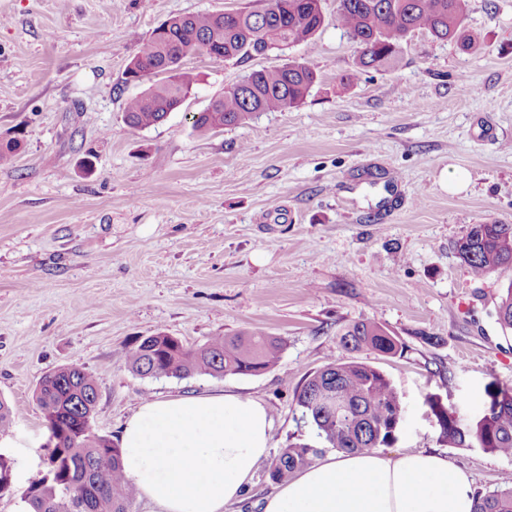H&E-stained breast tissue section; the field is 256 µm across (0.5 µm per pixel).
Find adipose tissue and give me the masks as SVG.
<instances>
[{
	"mask_svg": "<svg viewBox=\"0 0 512 512\" xmlns=\"http://www.w3.org/2000/svg\"><path fill=\"white\" fill-rule=\"evenodd\" d=\"M257 400L203 393L144 401L123 428V472L149 512H224L272 449ZM471 480L421 451L329 454L264 496L262 512H475Z\"/></svg>",
	"mask_w": 512,
	"mask_h": 512,
	"instance_id": "obj_1",
	"label": "adipose tissue"
}]
</instances>
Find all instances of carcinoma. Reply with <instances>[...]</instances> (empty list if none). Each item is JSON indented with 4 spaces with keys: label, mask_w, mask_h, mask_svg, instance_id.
<instances>
[{
    "label": "carcinoma",
    "mask_w": 512,
    "mask_h": 512,
    "mask_svg": "<svg viewBox=\"0 0 512 512\" xmlns=\"http://www.w3.org/2000/svg\"><path fill=\"white\" fill-rule=\"evenodd\" d=\"M468 0H337L336 23L356 44L353 76L367 70L395 68L402 44L416 31L456 40L480 53L482 46L462 35ZM325 18L321 0H256L248 10L174 15L156 27L131 57L125 82L142 86L124 103L128 127L146 129L162 123L193 93L197 75L185 60L210 50L218 60L243 62L273 50L314 45ZM317 80L306 60L254 70L202 111L191 116L195 131L235 127L261 112H285L306 100ZM458 258L476 278L512 267V224H474L456 245ZM497 321L512 331V283L496 307ZM341 343L351 350L369 348L400 356L404 344L375 321L349 326ZM284 343L261 332L213 336L197 347L172 343L159 332L128 350L125 363L143 378L258 375L273 368ZM484 411L464 422L432 397L428 404L440 436L457 448H480L512 457V387L491 383ZM47 428L56 436L46 471L23 494L31 512H130L136 496L123 474L119 442L88 425L98 401L95 377L68 365L47 374L35 391ZM302 419L315 427L322 447L296 441L279 450L269 479L279 484L311 465L322 448L346 453L393 444L404 407L387 375L361 362H337L314 372L296 393ZM476 512H512V477L478 494Z\"/></svg>",
    "instance_id": "1"
}]
</instances>
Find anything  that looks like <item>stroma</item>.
<instances>
[{
	"mask_svg": "<svg viewBox=\"0 0 512 512\" xmlns=\"http://www.w3.org/2000/svg\"><path fill=\"white\" fill-rule=\"evenodd\" d=\"M249 0H0V397L15 447L0 450L18 512L45 472L50 433L35 399L64 365L99 386L94 430L111 439L150 398L231 392L261 402L273 448L317 443L295 396L306 378L358 361L391 379L404 418L391 453L431 451L485 493L512 458L439 436L438 398L479 416L490 382L512 386V335L496 306L512 267L478 279L455 254L472 225L512 224V0H468L483 50L411 34L393 70L355 74L357 49L321 0L315 48L244 63L187 58L196 92L154 127L123 121L130 57L174 15ZM308 60L304 104L198 134L192 113L254 70ZM467 171L453 194L454 170ZM404 343L387 357L343 347L360 321ZM279 337L256 375L143 378L124 363L158 332L196 346L242 331Z\"/></svg>",
	"mask_w": 512,
	"mask_h": 512,
	"instance_id": "obj_1",
	"label": "stroma"
}]
</instances>
